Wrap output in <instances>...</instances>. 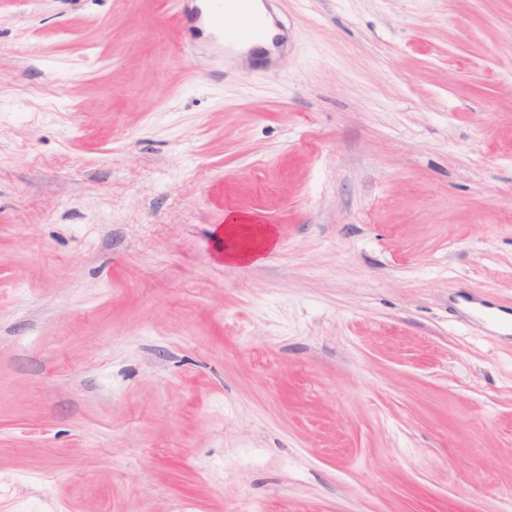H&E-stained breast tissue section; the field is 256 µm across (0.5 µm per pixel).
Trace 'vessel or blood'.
Here are the masks:
<instances>
[{
  "mask_svg": "<svg viewBox=\"0 0 512 512\" xmlns=\"http://www.w3.org/2000/svg\"><path fill=\"white\" fill-rule=\"evenodd\" d=\"M188 32L206 31L215 47L246 45L268 33L266 12L274 0H263V11H255L253 0H178Z\"/></svg>",
  "mask_w": 512,
  "mask_h": 512,
  "instance_id": "b4317fda",
  "label": "vessel or blood"
}]
</instances>
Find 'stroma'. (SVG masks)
Returning <instances> with one entry per match:
<instances>
[{
	"instance_id": "35a3bbf8",
	"label": "stroma",
	"mask_w": 512,
	"mask_h": 512,
	"mask_svg": "<svg viewBox=\"0 0 512 512\" xmlns=\"http://www.w3.org/2000/svg\"><path fill=\"white\" fill-rule=\"evenodd\" d=\"M273 16L0 0V512H512V0ZM181 16L189 34L198 29L206 30L207 36L217 48L224 42L247 45L268 34L267 16L272 15L274 0H178ZM208 44V45H209ZM241 221L242 218L240 216L231 214L218 232V235L224 239V261L237 263L256 261L258 257L262 256L276 245L274 232L270 228L261 229L259 242L240 244L238 237L240 230L244 229L241 226L242 224H239ZM228 240L236 241L237 245L233 249H230L227 245Z\"/></svg>"
}]
</instances>
